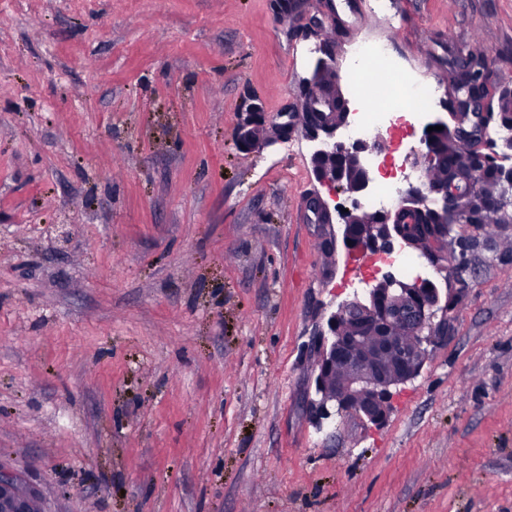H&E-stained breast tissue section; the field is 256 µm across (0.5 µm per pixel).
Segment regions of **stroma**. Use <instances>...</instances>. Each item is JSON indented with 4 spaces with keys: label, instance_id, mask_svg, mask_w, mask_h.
I'll use <instances>...</instances> for the list:
<instances>
[{
    "label": "stroma",
    "instance_id": "obj_1",
    "mask_svg": "<svg viewBox=\"0 0 512 512\" xmlns=\"http://www.w3.org/2000/svg\"><path fill=\"white\" fill-rule=\"evenodd\" d=\"M0 0V463L46 512H512V227L402 267L313 224L311 144L236 146L297 112L313 59L370 33L459 95L512 90V0ZM347 16L336 27L331 11ZM454 297L384 426L317 421L314 334L385 274ZM269 122L270 118L262 106L254 104L245 113L238 126L237 145L239 149L251 153L274 143V140L264 136V129Z\"/></svg>",
    "mask_w": 512,
    "mask_h": 512
}]
</instances>
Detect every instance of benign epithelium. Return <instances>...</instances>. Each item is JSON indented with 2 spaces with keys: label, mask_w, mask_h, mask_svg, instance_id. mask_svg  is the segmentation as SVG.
<instances>
[{
  "label": "benign epithelium",
  "mask_w": 512,
  "mask_h": 512,
  "mask_svg": "<svg viewBox=\"0 0 512 512\" xmlns=\"http://www.w3.org/2000/svg\"><path fill=\"white\" fill-rule=\"evenodd\" d=\"M486 66L483 55H468L456 62L461 73L456 83L467 90V96L454 105L451 117L455 125L439 119L431 126L442 130L423 132L425 151L414 163L427 171L446 164L445 180L436 183L428 179L424 190L409 187L401 209L394 213L371 212L360 205L342 213L343 244L348 253L377 255L399 237L434 260V251L425 245H453L457 224H480L490 211L502 214L500 225L512 224V213L503 200L506 189L512 188V169L488 167L477 150L487 128V81L474 84L462 77L465 72L482 76ZM300 93L304 119L298 125L295 114L281 113L282 122L274 124L277 140L284 142L302 128L306 139L316 144L311 155L315 178L354 200L366 196L373 181L366 162L369 147L361 141L337 138L338 131L348 124V107L331 52L315 61ZM269 122L262 106L253 105L238 126L239 149L251 153L274 143L264 135ZM448 139L454 141L457 152L447 162L443 143ZM430 194L439 200L436 207L427 210L432 220L427 224L402 223V212H422L420 206ZM308 207L318 223H331L330 211L320 197L310 198ZM447 339V308L440 307L435 284L421 277L406 282L390 274L368 289L365 297L342 303L318 332L315 388L319 400L313 405L324 419L338 413L380 426L390 411L392 388L417 377L428 359L429 347ZM39 498L40 492L20 473L0 462V512H30V500Z\"/></svg>",
  "instance_id": "obj_1"
}]
</instances>
